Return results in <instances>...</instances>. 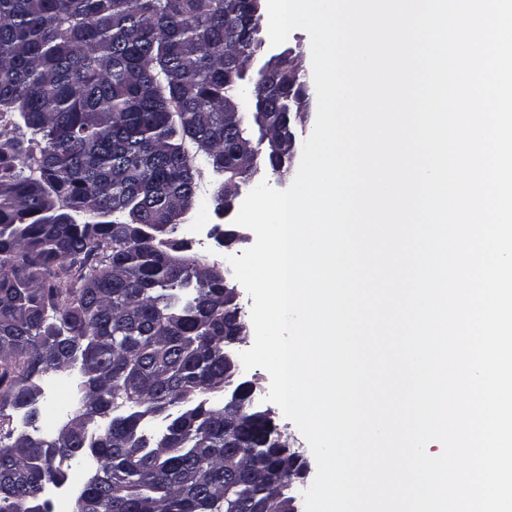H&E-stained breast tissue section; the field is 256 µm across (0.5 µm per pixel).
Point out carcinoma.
Listing matches in <instances>:
<instances>
[{
  "mask_svg": "<svg viewBox=\"0 0 512 512\" xmlns=\"http://www.w3.org/2000/svg\"><path fill=\"white\" fill-rule=\"evenodd\" d=\"M263 10L252 0H0V512L90 456L76 512H289L291 455L248 400L224 271L175 237L196 156L242 179L224 131ZM252 122L286 112L256 75ZM47 146L34 154L25 132ZM89 215L69 222L71 209ZM79 365V406L35 435L39 380ZM260 466L240 470L239 449Z\"/></svg>",
  "mask_w": 512,
  "mask_h": 512,
  "instance_id": "cac0c4a2",
  "label": "carcinoma"
}]
</instances>
